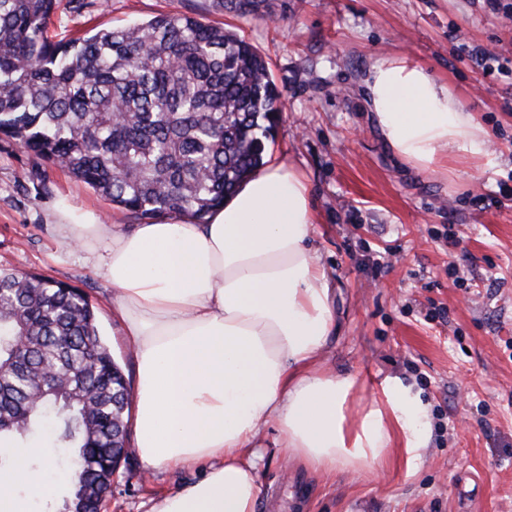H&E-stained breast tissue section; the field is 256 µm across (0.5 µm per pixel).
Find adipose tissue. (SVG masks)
<instances>
[{
  "mask_svg": "<svg viewBox=\"0 0 512 512\" xmlns=\"http://www.w3.org/2000/svg\"><path fill=\"white\" fill-rule=\"evenodd\" d=\"M367 107L391 151L423 172L472 156L495 166L480 123L448 85L397 58L370 66ZM59 238L112 286V308L135 351L134 430L146 472L203 467L150 512H257L256 438L279 434L283 459L312 474L365 472L395 436L426 447L423 406L388 378L362 411L356 380L318 361L336 326L326 270L310 245L312 188L292 163L259 168L207 223L163 219L124 229L55 209ZM0 473V512H29L68 475L49 481L14 448Z\"/></svg>",
  "mask_w": 512,
  "mask_h": 512,
  "instance_id": "ef3b65f1",
  "label": "adipose tissue"
}]
</instances>
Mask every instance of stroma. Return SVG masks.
Masks as SVG:
<instances>
[{"label":"stroma","mask_w":512,"mask_h":512,"mask_svg":"<svg viewBox=\"0 0 512 512\" xmlns=\"http://www.w3.org/2000/svg\"><path fill=\"white\" fill-rule=\"evenodd\" d=\"M160 13L222 23L268 57L283 106L267 147L310 182L314 246L335 288L336 329L320 360L355 378L361 404L397 377L426 409L420 458L399 437L360 475L285 464L276 431H264L261 512H512V0H271L261 18L217 11L213 0H59L47 31L60 40ZM476 47L491 60L477 63ZM381 57L448 84L484 128L496 166L404 165L365 106ZM57 205L93 209L105 224L145 221L0 134V267L79 288L137 385L112 288L56 236ZM199 475L145 477L127 442L102 512H150L158 494Z\"/></svg>","instance_id":"obj_1"}]
</instances>
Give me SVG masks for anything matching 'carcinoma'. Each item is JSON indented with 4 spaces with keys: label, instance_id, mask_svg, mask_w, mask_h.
<instances>
[{
    "label": "carcinoma",
    "instance_id": "cac0c4a2",
    "mask_svg": "<svg viewBox=\"0 0 512 512\" xmlns=\"http://www.w3.org/2000/svg\"><path fill=\"white\" fill-rule=\"evenodd\" d=\"M257 16L269 0H214ZM56 0H0V134L134 214L213 209L262 165L281 93L256 47L159 13L54 42ZM78 288L0 270V447L67 451L73 512H97L127 440L131 387Z\"/></svg>",
    "mask_w": 512,
    "mask_h": 512
}]
</instances>
